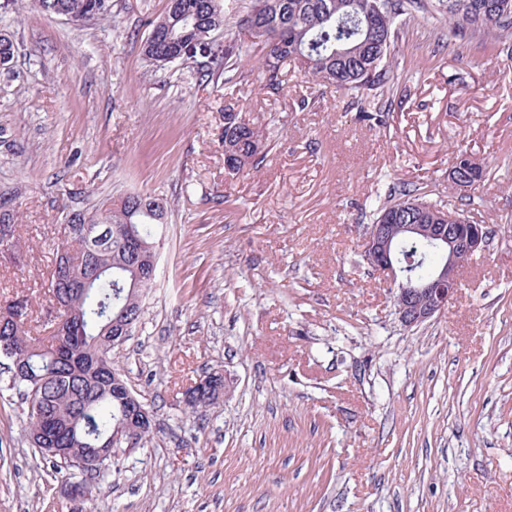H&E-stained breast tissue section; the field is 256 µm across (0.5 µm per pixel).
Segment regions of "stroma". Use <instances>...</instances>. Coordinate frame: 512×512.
<instances>
[{"label":"stroma","mask_w":512,"mask_h":512,"mask_svg":"<svg viewBox=\"0 0 512 512\" xmlns=\"http://www.w3.org/2000/svg\"><path fill=\"white\" fill-rule=\"evenodd\" d=\"M167 0H114L117 22L75 26L0 0L17 44L0 72V196L19 256L0 255V306L46 318L67 213L130 193L163 199L156 282L112 364L152 411V435L71 501L32 447L0 365V512H512V59L403 17L408 95L387 127L295 62L263 93L260 51L234 90L141 44ZM308 108H300L301 100ZM270 123L257 172L224 168V108ZM489 173L461 192L456 150ZM401 183L498 230L439 316L407 328L363 263L361 225ZM223 373V402L183 392Z\"/></svg>","instance_id":"obj_1"}]
</instances>
